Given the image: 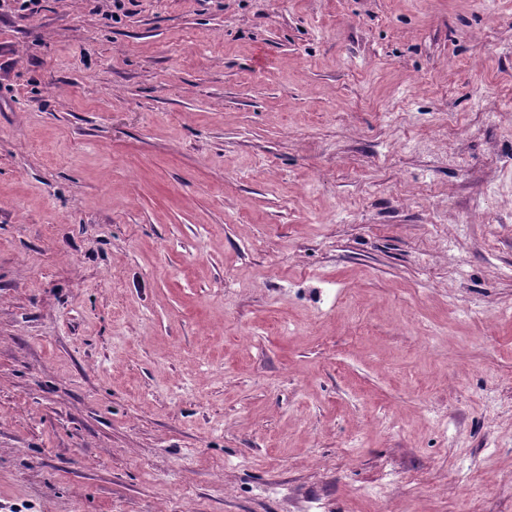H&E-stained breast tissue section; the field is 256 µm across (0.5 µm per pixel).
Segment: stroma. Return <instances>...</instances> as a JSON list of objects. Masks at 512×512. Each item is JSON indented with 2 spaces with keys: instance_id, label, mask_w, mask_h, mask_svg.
<instances>
[{
  "instance_id": "stroma-1",
  "label": "stroma",
  "mask_w": 512,
  "mask_h": 512,
  "mask_svg": "<svg viewBox=\"0 0 512 512\" xmlns=\"http://www.w3.org/2000/svg\"><path fill=\"white\" fill-rule=\"evenodd\" d=\"M0 512H512V0H0Z\"/></svg>"
}]
</instances>
